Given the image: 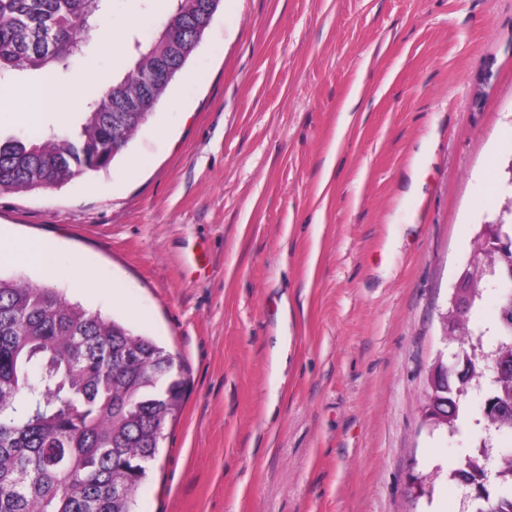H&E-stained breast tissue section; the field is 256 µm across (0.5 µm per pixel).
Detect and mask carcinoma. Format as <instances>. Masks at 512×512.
Returning <instances> with one entry per match:
<instances>
[{"mask_svg": "<svg viewBox=\"0 0 512 512\" xmlns=\"http://www.w3.org/2000/svg\"><path fill=\"white\" fill-rule=\"evenodd\" d=\"M93 0H0V77L69 71L77 49L102 34ZM212 0H175L159 36L135 42L133 66L83 107L79 131L36 141L0 140V192L57 188L110 167L153 114L201 43ZM508 283L495 345L456 321L458 366L424 392L423 414L453 430L469 391L490 434L512 435V279L496 252L470 271L467 308L482 299L488 270ZM174 355L125 322L21 279L0 277V512H138L137 494L185 391ZM470 490L475 512H512V446L493 464L478 453L448 474Z\"/></svg>", "mask_w": 512, "mask_h": 512, "instance_id": "obj_1", "label": "carcinoma"}]
</instances>
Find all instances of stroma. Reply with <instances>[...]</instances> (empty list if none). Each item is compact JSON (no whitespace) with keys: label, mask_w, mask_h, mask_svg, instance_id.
<instances>
[{"label":"stroma","mask_w":512,"mask_h":512,"mask_svg":"<svg viewBox=\"0 0 512 512\" xmlns=\"http://www.w3.org/2000/svg\"><path fill=\"white\" fill-rule=\"evenodd\" d=\"M171 0H111L107 45L56 79L43 126L133 63ZM512 0H222L128 150L68 185L0 193L43 239L29 280L180 361L186 399L139 512H464L478 429L421 404L481 224L512 197ZM430 493L409 492L413 477Z\"/></svg>","instance_id":"stroma-1"}]
</instances>
